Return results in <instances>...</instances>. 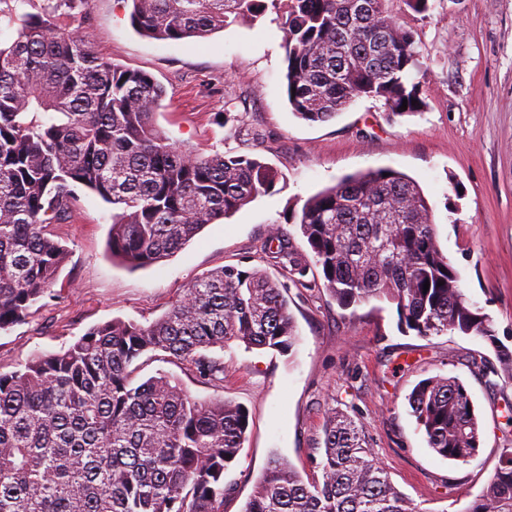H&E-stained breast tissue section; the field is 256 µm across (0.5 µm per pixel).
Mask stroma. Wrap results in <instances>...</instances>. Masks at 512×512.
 Wrapping results in <instances>:
<instances>
[{
  "mask_svg": "<svg viewBox=\"0 0 512 512\" xmlns=\"http://www.w3.org/2000/svg\"><path fill=\"white\" fill-rule=\"evenodd\" d=\"M392 8L430 68L423 109L394 117L381 101L363 97L331 121L309 123L288 104L287 44L273 14L201 40L170 41L137 32L124 0H91L84 33L99 57L164 86L155 122L167 137L195 154L259 156L280 179L173 255L135 271L108 252L111 205L78 189L72 222L51 228L67 259L29 317L0 331V371L68 348L99 324L150 323L196 276L225 265L282 278L263 251L270 229L282 226L297 251L308 253L299 226L305 200L343 176L377 168L420 184L463 293L491 316L499 343L512 350V0H430L423 14L401 0ZM228 112L242 117L232 131L224 126ZM307 278L308 286L288 288L298 332L291 351L231 344L222 354L220 392L158 355L139 359L135 382L170 373L192 397L220 393L247 411L245 440L224 473L231 487L224 512H243L271 456L286 459L304 481L320 479L330 405L361 425L391 482L421 512H466L501 453L512 449V377L491 384L471 364L495 359L496 345L459 333L416 336L400 325L395 304L373 299L344 309L324 288L320 267L311 266ZM435 375L459 377L473 400L482 436L468 462L437 456L410 413L408 395Z\"/></svg>",
  "mask_w": 512,
  "mask_h": 512,
  "instance_id": "obj_1",
  "label": "stroma"
}]
</instances>
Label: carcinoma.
<instances>
[{"label":"carcinoma","mask_w":512,"mask_h":512,"mask_svg":"<svg viewBox=\"0 0 512 512\" xmlns=\"http://www.w3.org/2000/svg\"><path fill=\"white\" fill-rule=\"evenodd\" d=\"M11 2L0 0V18L19 22L17 37L0 42V331L24 321L56 281L68 250L47 227L70 222L75 188L112 205V257L137 270L279 180L255 156L170 144L154 124L164 87L58 28L61 15L84 19L90 0H40L20 18ZM130 2L133 27L158 40L206 38L275 12L288 45V102L304 121H329L363 96L393 116L424 106L421 53L391 0ZM299 224L340 306L386 300L418 336L481 337L496 346L499 365L477 367L487 376L512 373V351L497 345L492 321L462 293L414 179L389 168L345 176L306 200ZM264 249L303 283L306 261L282 227L271 229ZM286 289L261 269L224 266L197 277L147 325H97L64 351L0 372V512H224V472L242 447L248 413L222 398L191 397L169 373L135 385L130 366L158 351L222 389L216 351L231 343L291 351ZM409 404L437 455H476L481 428L458 378L422 379ZM319 468L321 479L306 483L272 458L243 512H421L392 485L361 427L333 407ZM468 512H512L511 451Z\"/></svg>","instance_id":"cac0c4a2"}]
</instances>
